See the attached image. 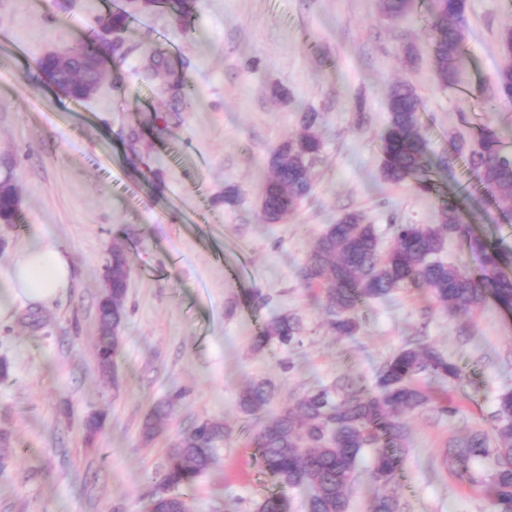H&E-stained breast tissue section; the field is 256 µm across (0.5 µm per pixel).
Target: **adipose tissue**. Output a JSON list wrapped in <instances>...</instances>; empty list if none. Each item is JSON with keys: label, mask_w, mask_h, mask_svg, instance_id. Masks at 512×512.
<instances>
[{"label": "adipose tissue", "mask_w": 512, "mask_h": 512, "mask_svg": "<svg viewBox=\"0 0 512 512\" xmlns=\"http://www.w3.org/2000/svg\"><path fill=\"white\" fill-rule=\"evenodd\" d=\"M71 283L66 251L47 237L33 241L15 254L6 269H0V318L9 315L17 299L48 304Z\"/></svg>", "instance_id": "ef3b65f1"}]
</instances>
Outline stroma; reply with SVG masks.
Segmentation results:
<instances>
[{
  "label": "stroma",
  "mask_w": 512,
  "mask_h": 512,
  "mask_svg": "<svg viewBox=\"0 0 512 512\" xmlns=\"http://www.w3.org/2000/svg\"><path fill=\"white\" fill-rule=\"evenodd\" d=\"M124 11L128 29L104 55L94 96L71 99L39 67ZM512 27V0H468L465 55L456 89L434 76L419 25L383 16L378 0H194L187 22L135 0H0V41L14 51L0 69V158L19 190L14 223H0V267L40 231L68 252L73 279L45 306L16 300L0 322V433L12 459L0 467V512H143L180 433L223 420L231 436L195 484L181 488L192 512H254L276 487L250 439L255 420L240 392L266 381L270 412L336 382L372 386L406 342L422 340L464 376L455 416H407L408 443L392 485L400 512H490L482 492L443 463L449 446L490 431L498 394L512 389V312L495 300L467 313L437 306L421 288L367 303L355 335L325 326L318 290L299 271L316 237L345 211L364 212L393 242L391 225L434 224L440 197L461 201L474 238L512 251V220L464 162L435 174L437 193L377 179L388 97L412 85L430 155L448 137L481 127L505 134L512 101L491 112ZM164 65L144 72L154 52ZM363 110H356V101ZM322 113L325 142L314 187L283 224L260 211L272 152ZM129 252L127 317L118 377L97 363L102 267L113 243ZM304 332L288 348L256 351L275 317ZM173 407L162 432L141 426L158 402ZM104 417L87 437L88 416Z\"/></svg>",
  "instance_id": "obj_1"
}]
</instances>
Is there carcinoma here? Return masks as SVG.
I'll list each match as a JSON object with an SVG mask.
<instances>
[{"mask_svg": "<svg viewBox=\"0 0 512 512\" xmlns=\"http://www.w3.org/2000/svg\"><path fill=\"white\" fill-rule=\"evenodd\" d=\"M164 4L179 20L191 14V0H147ZM417 0H380L381 13L401 19L415 12ZM467 0H430L423 15L429 37L435 75L444 88L458 83L465 40L463 21ZM502 99L512 101V64L497 73ZM421 99L405 83L393 86L389 98L390 123L380 145L379 177L400 184L411 180L423 193L434 185L427 174V141L420 132ZM298 134L284 141L272 154L270 175L262 180L261 208L265 221L278 224L294 214L313 190V170L324 148L319 133L322 116L302 113ZM454 152L478 172L486 190L505 213H512V153L502 148L498 131L484 127L472 139L456 137ZM17 192L4 185L0 213L13 222ZM393 244L383 253L376 225L360 211L341 214L315 239L302 279L317 288L328 311L329 329L338 336H352L359 329L358 313L370 300L380 299L400 288H423L443 309L470 311L493 297L512 310V278L503 268L512 265V254L472 240L471 227L462 206L443 199L436 224H394ZM474 241L483 253L481 267L472 272L441 259L447 240ZM103 268L110 270V288L98 302L96 354L100 371L109 376L112 361L121 353L125 322L130 260L123 246L114 244ZM303 326L296 316L282 315L266 324L256 336L255 350L269 345L288 347L300 341ZM453 384L462 380L461 370L429 345L406 343L379 368L373 387H336L308 392L295 404L267 418L254 437L256 458L280 491L266 497L257 512H289L286 491H308L306 512H348L349 491L364 450H374L372 475L382 491L373 500L371 512H398L390 492L407 446L404 415L433 410L453 416V399L438 398L420 384L422 378ZM274 397L265 382L247 386L238 398L241 412L253 417ZM171 403H160L145 419L142 434L150 441L168 416ZM492 419L493 435L476 431L448 451V465L461 474L470 464L488 459L492 467L483 481L491 512H512V391L501 393ZM230 432L220 420H204L184 432L171 451L161 480L167 488L194 483L211 465ZM147 507L151 512H190L185 499L159 493Z\"/></svg>", "mask_w": 512, "mask_h": 512, "instance_id": "cac0c4a2", "label": "carcinoma"}]
</instances>
